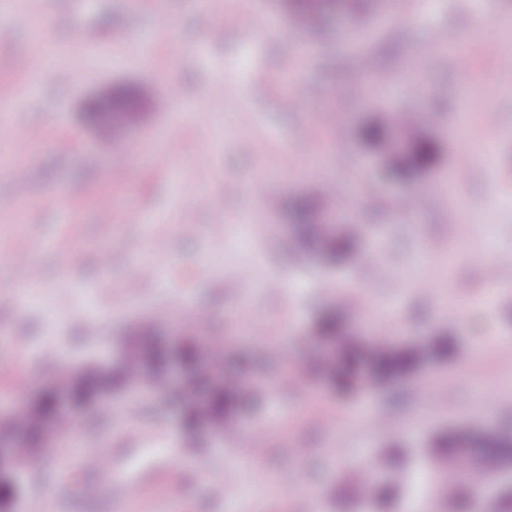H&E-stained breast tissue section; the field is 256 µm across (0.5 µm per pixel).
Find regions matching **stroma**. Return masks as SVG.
<instances>
[{
	"label": "stroma",
	"mask_w": 512,
	"mask_h": 512,
	"mask_svg": "<svg viewBox=\"0 0 512 512\" xmlns=\"http://www.w3.org/2000/svg\"><path fill=\"white\" fill-rule=\"evenodd\" d=\"M10 2L30 22L0 27L10 126L0 157L22 166L17 177L0 168V253L27 254L41 284L18 287L24 267L0 263V421L60 370L117 362L143 326L167 336L188 320L248 349L254 325L272 322L289 366L302 369L307 334L340 293L358 319L392 327L396 344L449 330L461 347L449 366L344 401L317 382L281 389L270 365L263 405L246 420L254 453L184 430L163 400L113 394L110 410L78 420L79 443L43 449L15 512H363L352 496L363 469L395 444L409 451L394 507L406 512L437 432L512 428V356L501 349L512 344V276L493 289L485 279L489 258L512 254V67L485 53L463 68L426 50L443 28L470 40L476 0H435L425 14L418 0H391L396 21L381 39L398 53L372 99L341 20L322 43L266 0H231L218 21L202 0H146L136 24L129 0ZM242 14L268 35L246 32ZM140 40L147 54L125 53ZM410 59L454 107L430 132L429 198L409 218L386 206L408 186L377 181V158L355 132L371 112L420 103L399 78ZM298 88L306 101L295 108ZM121 94L137 115L123 137L82 123L85 99ZM325 181L350 217L375 226L380 266H313L292 243L283 200ZM264 194L277 204H260ZM131 207L140 223H127ZM331 417L338 428L323 426ZM105 455L114 471L94 465ZM117 476L135 495L116 490Z\"/></svg>",
	"instance_id": "stroma-1"
}]
</instances>
